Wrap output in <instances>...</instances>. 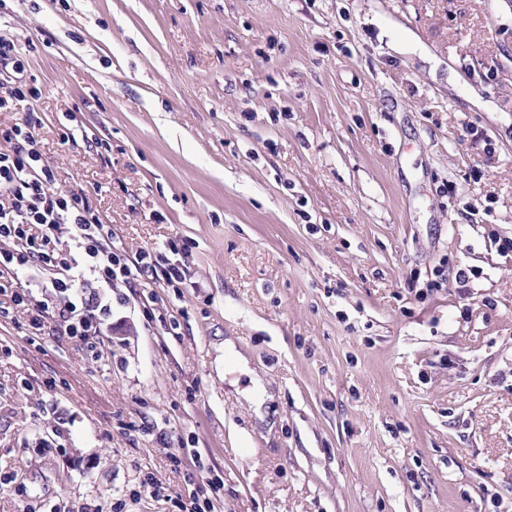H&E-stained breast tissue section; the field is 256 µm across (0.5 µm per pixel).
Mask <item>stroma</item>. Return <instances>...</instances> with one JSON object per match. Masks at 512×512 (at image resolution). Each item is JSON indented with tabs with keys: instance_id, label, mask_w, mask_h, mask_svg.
<instances>
[{
	"instance_id": "stroma-1",
	"label": "stroma",
	"mask_w": 512,
	"mask_h": 512,
	"mask_svg": "<svg viewBox=\"0 0 512 512\" xmlns=\"http://www.w3.org/2000/svg\"><path fill=\"white\" fill-rule=\"evenodd\" d=\"M0 23L60 186L129 253L184 240L187 273L99 289L95 363L0 298V512H178L215 475L214 512H512V0H5Z\"/></svg>"
}]
</instances>
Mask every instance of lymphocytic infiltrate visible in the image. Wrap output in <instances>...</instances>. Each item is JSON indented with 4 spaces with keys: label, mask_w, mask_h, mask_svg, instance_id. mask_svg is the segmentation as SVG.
Wrapping results in <instances>:
<instances>
[{
    "label": "lymphocytic infiltrate",
    "mask_w": 512,
    "mask_h": 512,
    "mask_svg": "<svg viewBox=\"0 0 512 512\" xmlns=\"http://www.w3.org/2000/svg\"><path fill=\"white\" fill-rule=\"evenodd\" d=\"M39 91L27 81L26 62L15 39L0 33V112L24 111L25 119L0 128V295L18 307H31L30 327L41 332L53 318L60 335L77 342L90 359L111 305H100L86 292L88 282L102 286L144 280L170 288L183 286L185 276L168 262L167 251L141 252L129 261L112 242V228L80 190L63 189L53 169L44 164L34 131ZM39 267L54 271L49 282L62 298L59 308L16 290L18 271Z\"/></svg>",
    "instance_id": "1"
}]
</instances>
